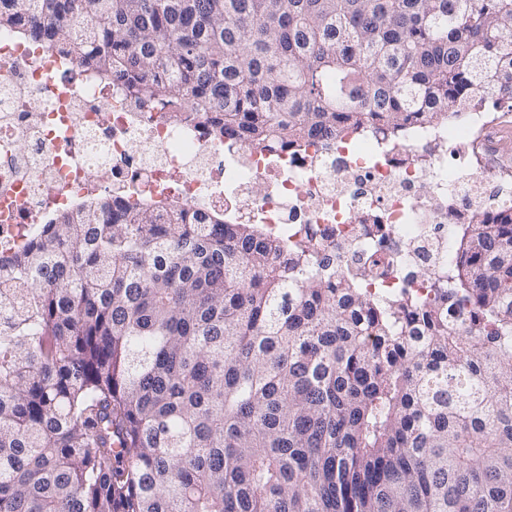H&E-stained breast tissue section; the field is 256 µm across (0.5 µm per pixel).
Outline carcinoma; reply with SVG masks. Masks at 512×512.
I'll return each instance as SVG.
<instances>
[{"instance_id":"cac0c4a2","label":"carcinoma","mask_w":512,"mask_h":512,"mask_svg":"<svg viewBox=\"0 0 512 512\" xmlns=\"http://www.w3.org/2000/svg\"><path fill=\"white\" fill-rule=\"evenodd\" d=\"M242 147L512 106V0H0ZM424 298L89 203L0 272V512H512V210Z\"/></svg>"}]
</instances>
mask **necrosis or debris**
Segmentation results:
<instances>
[{"mask_svg": "<svg viewBox=\"0 0 512 512\" xmlns=\"http://www.w3.org/2000/svg\"><path fill=\"white\" fill-rule=\"evenodd\" d=\"M24 30H0V266L56 214L110 195L173 202L261 224L309 253L374 256L371 295H426L474 214L512 207V110L468 112L387 141L366 130L325 144L231 146L209 116L132 98L98 73L58 63Z\"/></svg>", "mask_w": 512, "mask_h": 512, "instance_id": "necrosis-or-debris-1", "label": "necrosis or debris"}]
</instances>
